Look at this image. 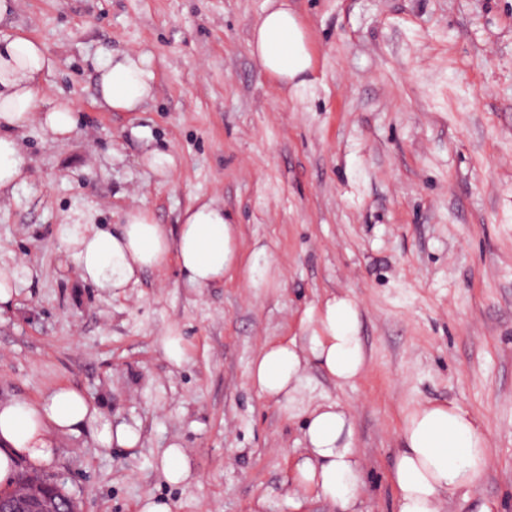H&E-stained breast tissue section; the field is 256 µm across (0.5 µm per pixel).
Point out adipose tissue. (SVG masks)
I'll list each match as a JSON object with an SVG mask.
<instances>
[{
	"mask_svg": "<svg viewBox=\"0 0 512 512\" xmlns=\"http://www.w3.org/2000/svg\"><path fill=\"white\" fill-rule=\"evenodd\" d=\"M250 45L268 75L292 92L305 90L302 76L312 67V55L287 0H266ZM55 67V57L41 43L20 35L0 38V192L26 179L27 160L16 130L36 123L65 140L78 127L71 100L49 106L43 101L42 80ZM97 72L99 104L108 111H138L154 94L156 73L149 53L101 47ZM57 235L75 258L78 277L110 294L171 258L198 287L223 280L238 263L236 229L225 220L223 208L210 201L185 208L173 229L157 223L146 208L124 212L113 228L96 223L91 210H77ZM312 366L340 387L365 372L367 351L352 298L333 296L311 308L302 340L265 344L249 375L260 396L302 419L304 447L293 461L288 493L293 506L302 507L312 494L333 503L338 512H363L365 469L351 411L338 401L304 406L297 400ZM85 429L103 450L133 448L141 439L138 429L113 425L109 412L72 387H58L37 401H0V487L12 486L19 462L49 465L56 434ZM398 439L389 473L396 512H443L450 493L478 488L488 468L484 432L454 403L427 402L406 410Z\"/></svg>",
	"mask_w": 512,
	"mask_h": 512,
	"instance_id": "ef3b65f1",
	"label": "adipose tissue"
}]
</instances>
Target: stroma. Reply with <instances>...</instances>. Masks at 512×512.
<instances>
[{
  "mask_svg": "<svg viewBox=\"0 0 512 512\" xmlns=\"http://www.w3.org/2000/svg\"><path fill=\"white\" fill-rule=\"evenodd\" d=\"M313 67L302 95L271 80L249 40L265 0H13L0 37L56 57L44 99L81 122L59 140L17 133L27 180L0 195V264L18 294L0 312V399L59 386L138 426L134 448L55 437V476L81 512H295L298 420L260 397L249 366L303 336L308 310L354 299L369 357L340 388L310 370L305 400L352 407L365 512H395L388 471L404 412L469 411L489 440L478 491L445 512H512V0H288ZM150 52L155 94L138 112L96 102L100 46ZM158 149L176 166L143 163ZM222 206L239 264L190 284L175 263L113 296L83 283L57 228L75 209L118 224L134 207L176 224L194 199ZM269 268L273 284L249 278ZM177 327L181 365L160 336ZM179 443L192 479L165 481ZM145 165L157 175L166 176L175 167V157L164 151L152 150L143 157Z\"/></svg>",
  "mask_w": 512,
  "mask_h": 512,
  "instance_id": "obj_1",
  "label": "stroma"
}]
</instances>
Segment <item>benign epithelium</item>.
<instances>
[{"instance_id": "7a95c632", "label": "benign epithelium", "mask_w": 512, "mask_h": 512, "mask_svg": "<svg viewBox=\"0 0 512 512\" xmlns=\"http://www.w3.org/2000/svg\"><path fill=\"white\" fill-rule=\"evenodd\" d=\"M0 512H81L54 477L26 473L14 486L0 493Z\"/></svg>"}]
</instances>
